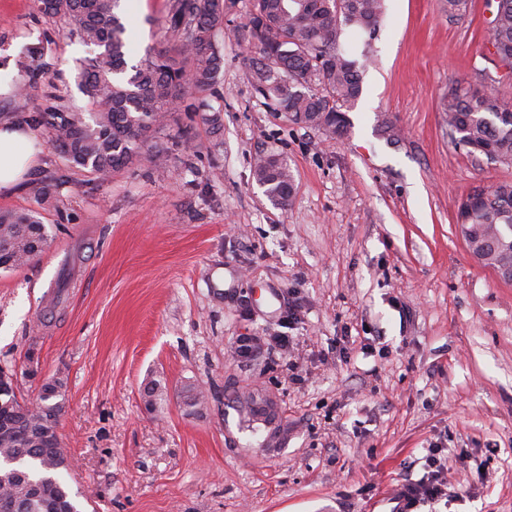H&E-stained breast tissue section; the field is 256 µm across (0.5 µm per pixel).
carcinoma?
I'll return each mask as SVG.
<instances>
[{
  "label": "carcinoma",
  "mask_w": 512,
  "mask_h": 512,
  "mask_svg": "<svg viewBox=\"0 0 512 512\" xmlns=\"http://www.w3.org/2000/svg\"><path fill=\"white\" fill-rule=\"evenodd\" d=\"M39 10L60 17L69 33L97 49L81 71V85L95 111L49 109L35 118L47 126L52 141L70 164L101 178L139 161L148 133L188 94L205 93L217 83L224 54L217 41L227 13L224 0H170L162 23L164 38L180 39L178 52L187 69L160 50L133 64L120 0H37ZM496 24L488 42L499 61L512 70V0H498ZM385 17L384 0H253L242 35L254 44L258 58L250 71L256 89L275 102L297 125L344 135L349 123L338 114L349 111L362 92L360 68L369 61L367 48ZM442 111L448 127L460 132L451 144L469 155L490 148L497 163L512 165V101L495 89L479 92L460 82L448 89ZM341 131H336V125ZM253 175L266 197L288 205L294 176L280 155L254 160ZM457 221L468 225L473 246L487 251L484 264L498 271L512 267V183L467 194ZM45 225L34 214L0 211V270L27 266L48 246ZM64 407L63 382L48 379L35 402L18 399L11 381L0 380V498L16 512H81L79 493H71L64 476L67 452L55 441L51 452L40 431L59 421ZM240 414L254 431L278 418V405L267 393L251 392Z\"/></svg>",
  "instance_id": "cac0c4a2"
}]
</instances>
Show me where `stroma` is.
I'll use <instances>...</instances> for the list:
<instances>
[{
  "label": "stroma",
  "instance_id": "stroma-1",
  "mask_svg": "<svg viewBox=\"0 0 512 512\" xmlns=\"http://www.w3.org/2000/svg\"><path fill=\"white\" fill-rule=\"evenodd\" d=\"M121 6L133 60L177 50L159 30L168 0ZM386 6L344 136L292 123L257 91L241 36L251 0H234L218 36V83L151 132L147 159L103 180L35 129L43 153L0 211L35 213L50 243L0 270V368L27 400L63 381L59 437L84 512H392L432 445L448 457L449 499L418 512H512V282L457 227L462 198L512 182V167L456 149L441 110L451 82L512 98V76L487 44L491 0H468L457 20L443 0ZM91 54L35 0H0L13 86L0 124L91 111L78 85ZM202 101L220 109L219 132ZM264 152L294 175L287 207L255 182ZM241 336L293 349L242 362ZM150 380L162 389L151 409ZM190 386L206 396L197 414L183 406ZM255 390L288 430L272 450L238 412Z\"/></svg>",
  "mask_w": 512,
  "mask_h": 512
}]
</instances>
